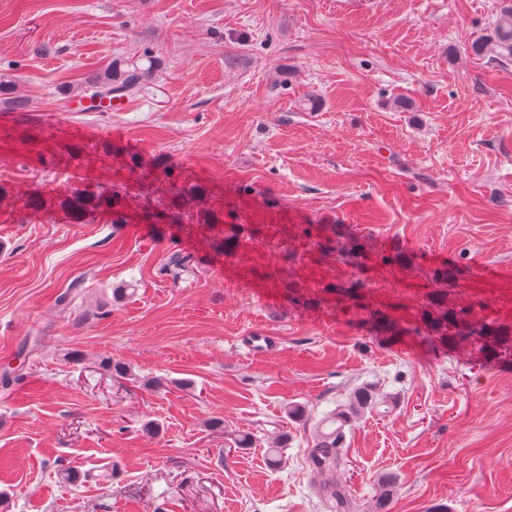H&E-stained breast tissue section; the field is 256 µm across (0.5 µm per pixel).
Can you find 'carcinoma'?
<instances>
[{
  "instance_id": "1",
  "label": "carcinoma",
  "mask_w": 512,
  "mask_h": 512,
  "mask_svg": "<svg viewBox=\"0 0 512 512\" xmlns=\"http://www.w3.org/2000/svg\"><path fill=\"white\" fill-rule=\"evenodd\" d=\"M477 55L494 53L502 57L512 56V0H503L499 10L493 35L471 46ZM142 84V72L137 69L125 71L117 80L106 78L97 83L91 97L110 98L112 96L132 95L139 91ZM373 395L367 388L355 392L349 404L331 412L322 420V426L316 431L315 440L310 448V458L318 463V471L329 472L339 465L340 448L344 446L345 427L352 418L366 407L372 405ZM326 496L334 512H352L354 503L347 490L336 484L324 487Z\"/></svg>"
}]
</instances>
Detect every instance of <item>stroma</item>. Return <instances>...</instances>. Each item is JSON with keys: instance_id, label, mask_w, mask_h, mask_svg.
<instances>
[{"instance_id": "35a3bbf8", "label": "stroma", "mask_w": 512, "mask_h": 512, "mask_svg": "<svg viewBox=\"0 0 512 512\" xmlns=\"http://www.w3.org/2000/svg\"><path fill=\"white\" fill-rule=\"evenodd\" d=\"M499 6L0 0L7 512H326L327 479L373 512L387 474L391 512H512V58L471 50ZM132 67L125 110L68 111ZM446 313L492 342L425 341ZM373 395L367 388L355 392L347 406L332 411L322 420V426L316 431L315 440L310 448V458L318 463L317 471L329 472L339 465L340 448H343L345 427L352 418L366 407L372 405Z\"/></svg>"}]
</instances>
